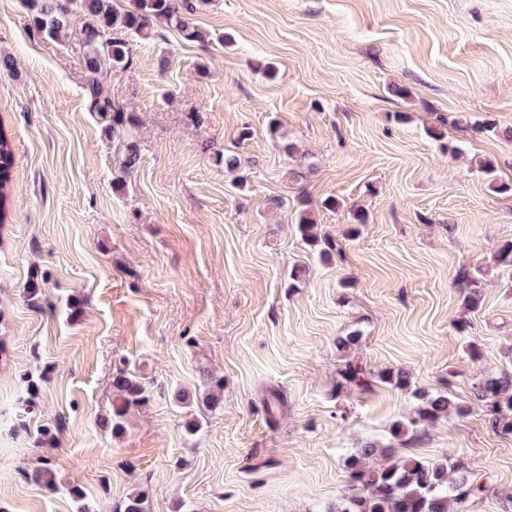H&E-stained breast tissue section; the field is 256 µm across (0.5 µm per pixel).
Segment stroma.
<instances>
[{
    "instance_id": "35a3bbf8",
    "label": "stroma",
    "mask_w": 512,
    "mask_h": 512,
    "mask_svg": "<svg viewBox=\"0 0 512 512\" xmlns=\"http://www.w3.org/2000/svg\"><path fill=\"white\" fill-rule=\"evenodd\" d=\"M189 21L199 39L155 23L94 77L82 17L51 38L0 0V512H119L134 489L146 512H326L418 390L469 413L396 456L462 459L491 486L467 512H512V434L470 395L512 370V0H201ZM349 354L410 388L338 391ZM120 369L146 400L116 419ZM45 458L53 491L31 478ZM90 97L92 108L95 112H99L101 114H108V112H113L112 115V134L115 133L116 128L119 125H122V111L119 107L112 103V99L103 94V90L92 84L89 87ZM14 164V153L10 139L5 130L0 126V223H5L7 208L13 182L11 170ZM297 224L302 240L313 250L317 249L321 256H329L333 250H336L330 240L324 239L322 241L318 238L314 232L315 220L311 216H307L305 213L301 214ZM458 280L462 282V288L466 289L464 301L471 309H477L480 305L482 294L480 282L476 276H471L470 271L463 269L458 274Z\"/></svg>"
}]
</instances>
